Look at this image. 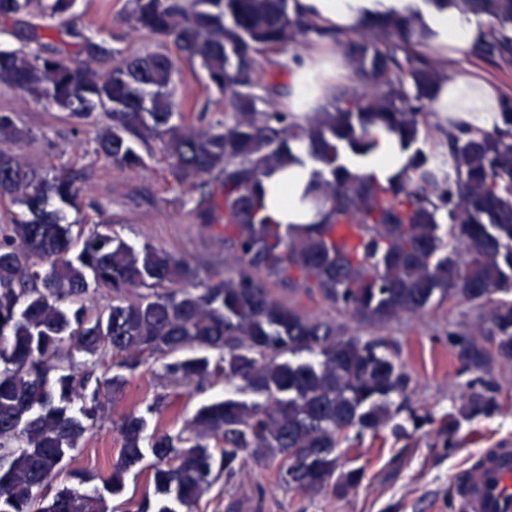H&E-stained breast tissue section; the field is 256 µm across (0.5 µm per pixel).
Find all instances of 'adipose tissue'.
<instances>
[{
	"label": "adipose tissue",
	"instance_id": "ef3b65f1",
	"mask_svg": "<svg viewBox=\"0 0 512 512\" xmlns=\"http://www.w3.org/2000/svg\"><path fill=\"white\" fill-rule=\"evenodd\" d=\"M329 27L355 29L360 17L358 7L374 9V0H301ZM424 22L439 31L446 44L444 56L457 60L485 31L484 19L459 8L442 11L426 10ZM289 82L291 94L288 106L294 112L317 111L327 90L348 73L346 62L336 55L332 46L320 44L300 61L291 63ZM500 89L497 85L474 75L449 78L440 91L435 108L448 113L457 123L475 130L492 129L499 110ZM407 158L399 150L396 139L382 134L374 151L367 157L349 156L351 170L372 172L379 179L400 171ZM311 164L294 165L288 171L264 180L261 193L269 214L281 224H307L315 221L314 212L298 208V199L309 180Z\"/></svg>",
	"mask_w": 512,
	"mask_h": 512
}]
</instances>
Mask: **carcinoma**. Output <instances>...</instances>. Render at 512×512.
Segmentation results:
<instances>
[{"label":"carcinoma","mask_w":512,"mask_h":512,"mask_svg":"<svg viewBox=\"0 0 512 512\" xmlns=\"http://www.w3.org/2000/svg\"><path fill=\"white\" fill-rule=\"evenodd\" d=\"M31 2L0 0V19ZM128 2L125 21L172 43L178 56L116 48L77 26L76 0H48L42 18L75 56L34 30L35 49H0V86L58 106L75 124L104 115L95 152L116 169L145 166L142 150L161 144L190 214L203 227L224 225L237 268L203 279L174 253L125 242L98 206L67 222L68 209L81 211L75 179L54 166L30 168L5 149L26 133L0 111V512H101L98 492L47 494L78 441L101 425L110 388L123 383L116 376L85 394L80 354L131 373L164 359L168 374L200 388L224 382L263 398L218 399L201 405L187 429L153 432L154 497L136 512L188 508L251 458L277 464L290 491L354 484L359 472L345 469L342 442L387 425L410 375L384 339L307 315L279 300L272 283L317 294L372 329L448 301L489 305L488 346L448 325L456 356L483 377L460 392L446 425L494 413L498 386L486 376L497 360H512V97L500 100L489 131L448 117L431 123L448 68L418 11H380L345 33L300 0ZM455 4L489 20L470 54L511 65L512 0ZM323 40L342 51L350 75L320 111L291 112L280 55L296 61ZM184 63L199 65L224 102L198 109L196 131L185 127L176 92ZM378 129L409 152L385 182L345 164L348 153L376 147ZM295 147L317 164L299 197L321 210L313 224L275 222L257 192L262 179L299 162ZM338 225L358 238L346 251L328 238ZM100 291L112 302L94 305ZM304 352L312 358L297 360ZM116 428L119 456L103 488L117 498L144 458L147 420L130 413Z\"/></svg>","instance_id":"1"}]
</instances>
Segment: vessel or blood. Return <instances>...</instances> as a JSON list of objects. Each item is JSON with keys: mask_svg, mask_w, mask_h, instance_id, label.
Listing matches in <instances>:
<instances>
[{"mask_svg": "<svg viewBox=\"0 0 512 512\" xmlns=\"http://www.w3.org/2000/svg\"><path fill=\"white\" fill-rule=\"evenodd\" d=\"M456 512H512V439L486 449L455 484Z\"/></svg>", "mask_w": 512, "mask_h": 512, "instance_id": "obj_1", "label": "vessel or blood"}]
</instances>
